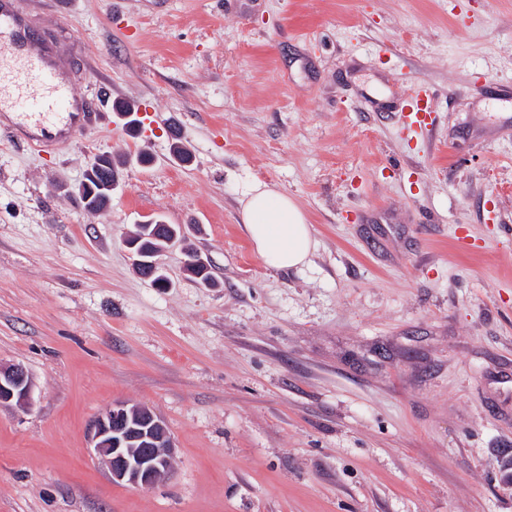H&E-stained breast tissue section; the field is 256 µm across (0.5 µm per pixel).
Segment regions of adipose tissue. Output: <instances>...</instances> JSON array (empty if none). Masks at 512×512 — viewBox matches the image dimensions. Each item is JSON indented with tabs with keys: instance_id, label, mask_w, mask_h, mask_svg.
Wrapping results in <instances>:
<instances>
[{
	"instance_id": "adipose-tissue-1",
	"label": "adipose tissue",
	"mask_w": 512,
	"mask_h": 512,
	"mask_svg": "<svg viewBox=\"0 0 512 512\" xmlns=\"http://www.w3.org/2000/svg\"><path fill=\"white\" fill-rule=\"evenodd\" d=\"M241 222L264 263L276 270L309 264L316 249L302 208L275 186L252 183L241 201Z\"/></svg>"
}]
</instances>
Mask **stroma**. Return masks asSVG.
I'll return each instance as SVG.
<instances>
[{"mask_svg": "<svg viewBox=\"0 0 512 512\" xmlns=\"http://www.w3.org/2000/svg\"><path fill=\"white\" fill-rule=\"evenodd\" d=\"M17 5L107 85L49 153L0 129V365L33 382L0 406V512H512V0ZM415 86L435 123L405 139ZM256 180L303 209L311 265L255 252ZM150 219L182 231L164 288L124 244ZM118 402L173 440L152 487L91 448ZM96 167H92L85 175L88 182L87 196L91 197L89 205L93 209L104 208L110 200L107 193L106 183L114 181L117 174V164L112 158L100 159Z\"/></svg>", "mask_w": 512, "mask_h": 512, "instance_id": "obj_1", "label": "stroma"}]
</instances>
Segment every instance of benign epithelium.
I'll list each match as a JSON object with an SVG mask.
<instances>
[{
	"instance_id": "7a95c632",
	"label": "benign epithelium",
	"mask_w": 512,
	"mask_h": 512,
	"mask_svg": "<svg viewBox=\"0 0 512 512\" xmlns=\"http://www.w3.org/2000/svg\"><path fill=\"white\" fill-rule=\"evenodd\" d=\"M31 388L32 380L23 367H0V406L27 403ZM133 413L141 414L148 425L142 430L144 448L123 447L130 430L127 415ZM92 442L117 483L151 487L169 471L173 454L170 435L163 422L146 409L130 408L125 403L114 405L94 420Z\"/></svg>"
}]
</instances>
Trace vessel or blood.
I'll return each mask as SVG.
<instances>
[{"mask_svg":"<svg viewBox=\"0 0 512 512\" xmlns=\"http://www.w3.org/2000/svg\"><path fill=\"white\" fill-rule=\"evenodd\" d=\"M63 41L47 37L15 0H0V124L40 152L68 142L93 121L88 100L77 93L81 78H95L90 65L63 57ZM401 130L433 125L426 89L415 87L398 109Z\"/></svg>","mask_w":512,"mask_h":512,"instance_id":"vessel-or-blood-1","label":"vessel or blood"}]
</instances>
